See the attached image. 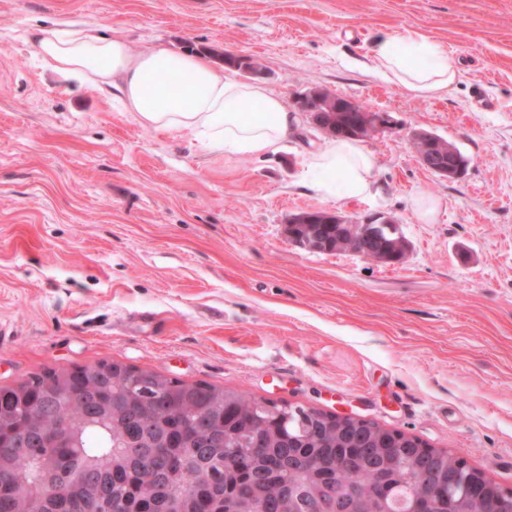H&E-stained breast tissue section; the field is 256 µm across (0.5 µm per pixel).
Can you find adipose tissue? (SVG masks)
Instances as JSON below:
<instances>
[{
	"instance_id": "obj_1",
	"label": "adipose tissue",
	"mask_w": 512,
	"mask_h": 512,
	"mask_svg": "<svg viewBox=\"0 0 512 512\" xmlns=\"http://www.w3.org/2000/svg\"><path fill=\"white\" fill-rule=\"evenodd\" d=\"M29 40L40 65L111 86L140 124L172 131L209 151L260 156L276 151L296 130L297 115L258 80L226 78L203 56L164 47L132 53L118 35L89 23L41 26ZM375 73L424 97L444 93L458 79L456 57L427 38L388 33L371 49ZM310 189L322 197H364L371 191L376 159L358 143L336 141L303 164Z\"/></svg>"
}]
</instances>
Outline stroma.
<instances>
[{"instance_id": "1", "label": "stroma", "mask_w": 512, "mask_h": 512, "mask_svg": "<svg viewBox=\"0 0 512 512\" xmlns=\"http://www.w3.org/2000/svg\"><path fill=\"white\" fill-rule=\"evenodd\" d=\"M51 22L136 53L254 56L284 101L323 89L386 113L371 194L303 184L328 141L304 113L259 157L141 126L40 67L29 34ZM385 33L442 43L457 83L427 98L374 74ZM413 130L458 146L466 173L424 169ZM310 210L390 216L408 254L297 247L287 220ZM101 361L349 414L512 489V0H0V386Z\"/></svg>"}]
</instances>
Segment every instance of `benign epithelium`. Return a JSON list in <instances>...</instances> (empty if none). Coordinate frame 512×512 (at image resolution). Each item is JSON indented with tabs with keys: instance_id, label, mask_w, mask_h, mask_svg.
<instances>
[{
	"instance_id": "benign-epithelium-1",
	"label": "benign epithelium",
	"mask_w": 512,
	"mask_h": 512,
	"mask_svg": "<svg viewBox=\"0 0 512 512\" xmlns=\"http://www.w3.org/2000/svg\"><path fill=\"white\" fill-rule=\"evenodd\" d=\"M296 101L302 104V111L309 114L312 123L329 136L336 135V125L328 118L324 110L336 109V112H355L357 120L345 132L360 141H368L388 129L389 121L385 114L374 110L363 109L360 105L345 97L330 92L315 89L298 97ZM408 140L421 146L418 153L420 164L432 173L450 179L464 175L465 161L461 151L449 146L444 140L430 132L413 131ZM321 223L337 224L340 236L336 238V251L352 252L363 258L367 257L362 247V240H379V230L389 224H396L391 217L376 214L364 221V227L356 225V221L327 212L321 215ZM481 475L469 469L466 462L456 459V470L448 472V486L461 490L462 493H472L473 487ZM310 512H385L378 504L376 497H362L354 491L332 492L310 507Z\"/></svg>"
}]
</instances>
